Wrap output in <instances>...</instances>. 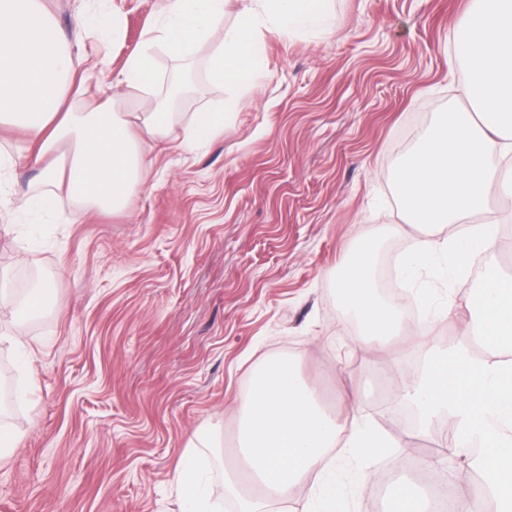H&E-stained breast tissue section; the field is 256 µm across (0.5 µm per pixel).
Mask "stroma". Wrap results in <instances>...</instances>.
<instances>
[{
  "mask_svg": "<svg viewBox=\"0 0 512 512\" xmlns=\"http://www.w3.org/2000/svg\"><path fill=\"white\" fill-rule=\"evenodd\" d=\"M120 18L124 38L99 41L78 26L87 10ZM87 78L84 107L111 94L128 53L155 22L158 0H49ZM470 0H332L318 34H265L266 68L250 88L210 79L208 47L191 65L158 54L193 90L167 142L125 209L85 214L0 206V271L37 276L49 301L34 317L0 320V383L11 384L0 426L18 444L0 457V512H180L171 478L196 431L238 432L234 407L253 369L293 358L339 413L377 369L391 393L418 379L421 347L462 331L418 303L416 282L395 298L414 315L409 335L365 349L343 310L336 274L353 240L379 233L375 266L409 251L420 227L400 221L392 181L434 113L454 109L467 77L450 38ZM223 105L211 141L184 149L194 112ZM463 280L424 262L420 279L463 302ZM419 279V280H420ZM361 411L397 444L363 488L345 483L343 512H387L392 481L433 451L414 423Z\"/></svg>",
  "mask_w": 512,
  "mask_h": 512,
  "instance_id": "stroma-1",
  "label": "stroma"
}]
</instances>
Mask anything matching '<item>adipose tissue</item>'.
<instances>
[{
    "label": "adipose tissue",
    "mask_w": 512,
    "mask_h": 512,
    "mask_svg": "<svg viewBox=\"0 0 512 512\" xmlns=\"http://www.w3.org/2000/svg\"><path fill=\"white\" fill-rule=\"evenodd\" d=\"M329 2L250 0L244 18L228 28V0H164L157 23L117 75L118 93L84 111L71 100L72 49L46 0H0V131L22 136L16 153L0 154V202L17 212L49 209L63 196L100 210L126 207L174 114L173 95L160 93L156 53L190 58L214 28L224 27L223 41L209 52L210 76L246 88L265 67L264 28H329ZM454 52L467 66L465 104L437 113L394 172L403 222L425 229L414 256L402 260L409 275L418 254L441 257L453 275L466 274L472 257L495 250V225L512 222L511 208L490 209L491 195L512 200V0H471ZM19 164L39 170L47 194L33 196L10 179ZM476 215L482 223H473ZM378 244L374 235L356 239L336 277L364 343L409 330L402 310L375 289ZM464 309L457 342L424 346L422 375L403 399L419 414V436L441 421L458 456L479 449L490 497L443 491L426 499L399 483L390 492V512H437L442 505L447 512H512V274L485 263ZM237 413L244 466L226 476L225 489L238 512H294L295 489L311 481L313 512H338L346 464L356 462L353 480L364 486L372 461L393 445L354 405L342 417L327 411L320 387L287 357L253 373ZM204 473L185 448L171 483L188 512H216Z\"/></svg>",
    "instance_id": "ef3b65f1"
}]
</instances>
